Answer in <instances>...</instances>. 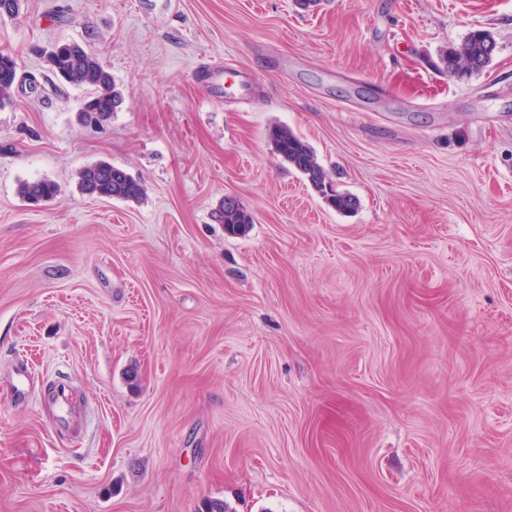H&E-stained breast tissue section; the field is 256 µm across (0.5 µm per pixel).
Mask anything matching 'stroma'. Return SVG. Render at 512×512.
<instances>
[{
  "label": "stroma",
  "mask_w": 512,
  "mask_h": 512,
  "mask_svg": "<svg viewBox=\"0 0 512 512\" xmlns=\"http://www.w3.org/2000/svg\"><path fill=\"white\" fill-rule=\"evenodd\" d=\"M475 29L492 65L448 76ZM58 41L123 89L102 124ZM0 51V386L36 372L0 512H512V0H21ZM99 160L143 199L82 193ZM18 64L9 54L0 52V104L9 101L18 80ZM269 137L276 152L305 176L309 185L323 196L328 205L340 212L355 209V197L347 193H336L332 189L327 172L308 143L290 129L279 126L269 130ZM18 193L23 200L39 204L53 199L58 193V185L50 179L26 181L20 184ZM229 197L224 200L212 212V220L217 224H224V231L229 235H241L247 232L250 224H253V216L244 209L239 202L231 197V202L226 204Z\"/></svg>",
  "instance_id": "obj_1"
}]
</instances>
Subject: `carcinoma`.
Wrapping results in <instances>:
<instances>
[{"label":"carcinoma","mask_w":512,"mask_h":512,"mask_svg":"<svg viewBox=\"0 0 512 512\" xmlns=\"http://www.w3.org/2000/svg\"><path fill=\"white\" fill-rule=\"evenodd\" d=\"M496 43L488 30L471 32L464 42L442 55V63L450 76H463L480 72L492 61ZM49 69L63 81L74 86H90L94 95L81 108L88 123H100L112 115L124 102V93L112 79L111 72L92 52L78 43L54 45L47 52ZM18 80V64L9 54L0 52V104L11 98ZM269 137L276 152L293 168L301 172L309 185L320 193L325 201L340 212H348L357 206L355 197L338 193L313 149L293 131L275 126ZM76 178L82 191L106 198L138 202L145 196L144 186L130 177L123 169L108 161H98L79 168ZM18 193L23 200L39 204L53 199L58 185L50 179L26 181L20 184ZM212 220L224 225L229 235L247 232L253 216L236 199L221 202L212 212Z\"/></svg>","instance_id":"carcinoma-1"}]
</instances>
